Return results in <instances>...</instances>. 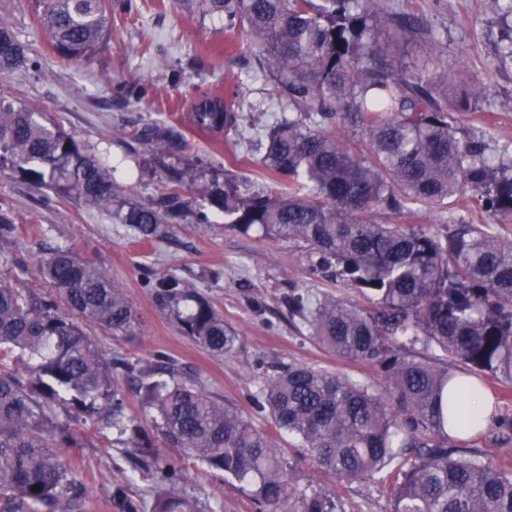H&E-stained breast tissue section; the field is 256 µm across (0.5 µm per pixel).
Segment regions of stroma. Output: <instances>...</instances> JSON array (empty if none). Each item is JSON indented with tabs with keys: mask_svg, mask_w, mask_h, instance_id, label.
<instances>
[{
	"mask_svg": "<svg viewBox=\"0 0 512 512\" xmlns=\"http://www.w3.org/2000/svg\"><path fill=\"white\" fill-rule=\"evenodd\" d=\"M388 14L409 13L418 30L410 35L407 62L433 57L439 89L458 136L480 140L487 156L512 165V60L498 53L511 32L500 0H373ZM0 17L27 45L30 61L0 79V93L19 106L46 112L62 122L85 151L96 158L123 189L129 202H144L166 184L162 171L147 167L139 130L160 125L177 132L179 160L207 162L199 180L182 192L190 214L167 237L135 240L126 225L77 198L15 180L0 172V212L13 222L0 238V252L15 256L0 276L45 299L57 293L39 272V262L57 247L105 268L127 291L140 328L133 336L90 329L100 354L121 353L150 369L160 358L174 360L197 377L207 392L237 405L262 425L250 401L266 372L306 364L357 380L379 382L366 362L347 361L323 349L306 326L288 314V297L299 289L319 296L355 298L354 289L330 278L312 276L306 251L296 244L265 237L258 229L241 232L208 205L212 183L223 182L228 168L255 171V187L274 190V179L260 175L247 155L252 126L276 111L278 94L262 73L244 31H227L224 16L206 11L202 0H118L108 36L85 62L63 61L48 32L36 21L31 0H0ZM481 84L478 98H465L467 78ZM205 96L230 104L243 117L242 135H204L190 121ZM208 223H196L195 211ZM176 276L202 295L238 332L241 343L230 358L215 356L183 334L177 320L157 302L151 288L159 278ZM73 428L78 444L60 456L84 492L83 512H122L121 499H139L155 481L134 469L103 414L84 415ZM184 477L182 492L196 512H260L238 482L207 468L178 448L165 451ZM296 458L299 484L309 490L338 489L345 512H388L379 484H337L311 460Z\"/></svg>",
	"mask_w": 512,
	"mask_h": 512,
	"instance_id": "1",
	"label": "stroma"
}]
</instances>
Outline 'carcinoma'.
Listing matches in <instances>:
<instances>
[{
	"label": "carcinoma",
	"instance_id": "1",
	"mask_svg": "<svg viewBox=\"0 0 512 512\" xmlns=\"http://www.w3.org/2000/svg\"><path fill=\"white\" fill-rule=\"evenodd\" d=\"M225 27L252 38L253 54L279 88V113L252 140L280 190L251 191V176L229 171L211 191L224 223L258 226L300 245L309 270L354 289L360 301L294 293L300 317L326 350L375 365L380 384L306 365L263 379L252 405L272 431L256 428L234 404L206 392L171 361L155 380L128 358L102 357L85 327L130 335L138 319L125 289L103 268L58 247L39 270L65 310L0 279V355L27 356L20 373L0 367V512H82V497L56 449L77 445L73 418L109 412L118 441L141 470L156 475L149 501L124 512H195L180 491L184 476L153 450L156 435L238 482L264 512H343L334 490L298 487L297 464L275 436L299 439L303 454L338 481H374L389 512H512V471L481 448L452 444L448 421L462 408L457 372L512 383V238L486 224H404L412 206L434 214L474 196L484 211L512 221V166L495 165L475 138L457 135L430 89L432 60L407 67L397 47L412 17L396 19L372 0H206ZM36 19L62 57L90 58L108 35L112 0H32ZM27 48L0 20V77ZM200 130L240 134L241 116L202 98ZM159 159L179 142L164 127L141 130ZM200 162L167 167V188L146 203L118 205L108 171L56 119L0 95V172L62 198L79 197L112 214L138 239L166 235L185 208L182 188ZM155 294L178 314L181 330L212 354L237 353V331L209 302L179 314L194 298L187 282L160 278ZM421 344L429 358L413 352ZM137 380L155 410L150 429L124 414V383Z\"/></svg>",
	"mask_w": 512,
	"mask_h": 512
}]
</instances>
